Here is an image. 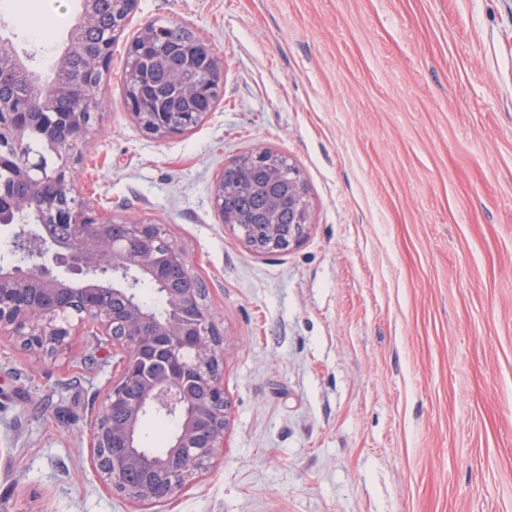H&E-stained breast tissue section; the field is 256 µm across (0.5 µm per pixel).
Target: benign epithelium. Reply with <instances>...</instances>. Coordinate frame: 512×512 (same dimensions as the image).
Here are the masks:
<instances>
[{"instance_id":"benign-epithelium-1","label":"benign epithelium","mask_w":512,"mask_h":512,"mask_svg":"<svg viewBox=\"0 0 512 512\" xmlns=\"http://www.w3.org/2000/svg\"><path fill=\"white\" fill-rule=\"evenodd\" d=\"M116 30L101 37V51L93 65L98 79L107 76ZM61 93L84 101L91 87L81 73L69 76ZM137 91L126 99L137 118L151 120V137L164 139L182 134L201 119L192 113L183 125L167 121L162 112L138 111ZM31 113L23 103L0 112V162L15 160V150L27 146ZM70 141L85 134V115L69 118ZM19 165L31 176V190L40 191L49 178L69 187L75 183L74 170L61 163L46 171L43 160L25 151ZM288 199L296 210L297 223L264 225L265 237L252 232L253 225L241 224L231 213L225 226L252 252L266 254L279 244L289 248L306 236L310 223L307 192L299 175H294ZM23 212L19 196L0 191V212ZM53 218L76 229L86 225L103 226L90 210L79 204L48 203L38 223ZM134 236L116 239L100 231L92 237L81 233L64 244L46 241L37 247L24 267L0 268V338L7 336L23 350L38 358L54 357L67 349L78 333L101 336L118 356L117 374L108 388L103 409L91 432V458L105 487L146 510L176 497L224 447V434L230 424V403L224 395L223 333L215 325L197 290L163 289L166 313L156 315L137 299L142 281L159 280L163 266L178 267L194 278L186 254L169 242H162L160 228L141 221L131 223ZM124 298V312L113 311L100 299V293ZM175 418L179 427L165 458L149 457L139 446L142 422L148 415ZM166 476L164 493H158L153 480L129 484L125 474L133 469Z\"/></svg>"}]
</instances>
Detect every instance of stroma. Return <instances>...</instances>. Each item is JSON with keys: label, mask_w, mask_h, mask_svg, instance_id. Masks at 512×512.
Listing matches in <instances>:
<instances>
[{"label": "stroma", "mask_w": 512, "mask_h": 512, "mask_svg": "<svg viewBox=\"0 0 512 512\" xmlns=\"http://www.w3.org/2000/svg\"><path fill=\"white\" fill-rule=\"evenodd\" d=\"M18 10L0 46L48 78L81 0ZM155 20L224 63L213 110L162 140L123 95ZM95 95L75 195L161 225L224 332V446L152 512H512V0H138ZM259 148L311 212L268 255L211 200ZM115 362L85 335L37 364L0 340V512H133L90 460Z\"/></svg>", "instance_id": "obj_1"}]
</instances>
